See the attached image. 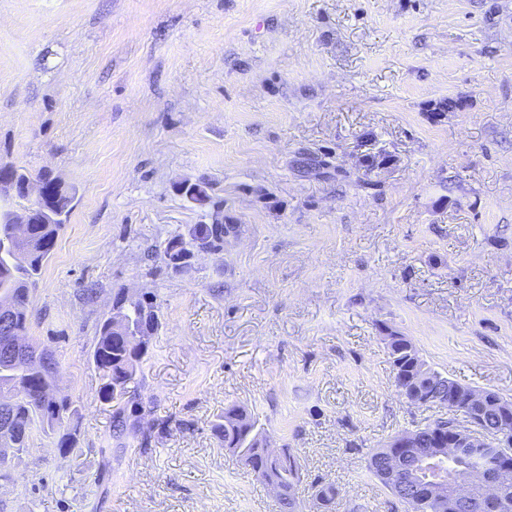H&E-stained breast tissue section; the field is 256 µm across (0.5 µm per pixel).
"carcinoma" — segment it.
<instances>
[{"label": "carcinoma", "mask_w": 512, "mask_h": 512, "mask_svg": "<svg viewBox=\"0 0 512 512\" xmlns=\"http://www.w3.org/2000/svg\"><path fill=\"white\" fill-rule=\"evenodd\" d=\"M74 194L67 188L55 186L32 209L30 223L25 225L26 236L15 243L14 248L0 250V288L10 291L14 313L12 329L8 335L0 333V352L17 348L22 353L18 362L0 356V423L10 422L12 432L8 447L11 454H0V477L7 478L13 468V460L27 448L33 432L56 437L59 454H73L77 444L78 409L70 399H59L54 393L59 363L50 347L28 336L32 288L36 285L55 240L67 223L73 208ZM194 201L200 205L214 207L209 224H192L183 232L166 239V249L161 259L175 270L191 266V258L198 249L218 253L224 245V235L229 227L221 216L222 202L212 201L206 187L196 185ZM124 295L113 297V303L121 304L125 310L122 321L115 322L108 316L97 326V341L91 354L92 363L98 371L100 386L98 398L112 408V437L121 440L134 439L140 448H150L155 440L170 430V421L151 419L144 421L143 413L151 411L152 401L138 392L128 393L127 384L138 371L149 353L150 341H136L129 329L144 330L158 320V305L154 296L145 292L128 304H122ZM395 384H400L398 368L415 378V387L422 396L439 399L448 395V387L455 382L443 375L433 381L421 371L426 360L413 343L404 336H397L387 345ZM22 387L27 396L15 397L17 387ZM512 419V402L504 408L491 404L484 414L486 428L495 432L501 419ZM211 432L224 450L238 458L259 482L279 489L277 496L280 512H297L299 502L295 488L300 482L297 456L290 448L275 451L268 448L267 438L257 420L246 408L229 404L224 407L211 424ZM410 447L415 454L407 458L412 476L421 486L418 512H455L452 496L455 483L461 472L475 465L487 466L499 472L502 482L512 489V469H505L498 457L484 448H464L460 459L451 463L436 464L426 470L420 466L421 457L432 452L435 441L446 433L438 430L424 432L409 431ZM396 442L388 441L373 450L368 458L370 473L379 480L395 498L403 500L405 488L397 487L387 480L389 460L398 453ZM440 479L447 490L444 506L431 499L430 481Z\"/></svg>", "instance_id": "obj_1"}]
</instances>
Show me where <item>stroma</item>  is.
Returning <instances> with one entry per match:
<instances>
[{"label":"stroma","instance_id":"stroma-1","mask_svg":"<svg viewBox=\"0 0 512 512\" xmlns=\"http://www.w3.org/2000/svg\"><path fill=\"white\" fill-rule=\"evenodd\" d=\"M0 164L75 194L29 334L80 412L0 512H279L210 431L231 402L297 451L301 512H407L369 453L445 411L397 392L391 333L512 399V0H0ZM181 181L234 230L176 271L148 249L211 221ZM121 289L159 306L153 418L191 424L150 448L90 361Z\"/></svg>","mask_w":512,"mask_h":512}]
</instances>
